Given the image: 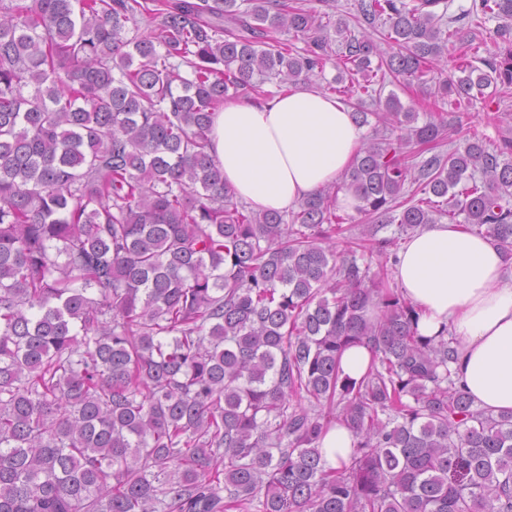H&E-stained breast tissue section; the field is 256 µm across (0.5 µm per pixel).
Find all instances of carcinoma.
Masks as SVG:
<instances>
[{"label": "carcinoma", "mask_w": 512, "mask_h": 512, "mask_svg": "<svg viewBox=\"0 0 512 512\" xmlns=\"http://www.w3.org/2000/svg\"><path fill=\"white\" fill-rule=\"evenodd\" d=\"M448 2L0 0V512H512V412L456 388L377 237L460 217L512 251V137L376 88L467 26L494 57L455 59L434 104L512 87V0ZM334 55L327 89L372 134L335 185L253 210L213 112ZM341 192L364 217L344 249ZM357 344L371 367L342 379ZM331 415L356 438L337 470ZM371 357V351L365 345L347 348L342 353L339 362L342 378L360 380L368 371Z\"/></svg>", "instance_id": "carcinoma-1"}]
</instances>
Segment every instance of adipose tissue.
<instances>
[{
    "instance_id": "ef3b65f1",
    "label": "adipose tissue",
    "mask_w": 512,
    "mask_h": 512,
    "mask_svg": "<svg viewBox=\"0 0 512 512\" xmlns=\"http://www.w3.org/2000/svg\"><path fill=\"white\" fill-rule=\"evenodd\" d=\"M365 130L341 101L289 88L228 100L212 115L210 153L237 198L284 211L334 183L359 152ZM395 279L419 315L418 332H449L457 387L478 407L512 411V254L457 224L416 232L397 255Z\"/></svg>"
}]
</instances>
